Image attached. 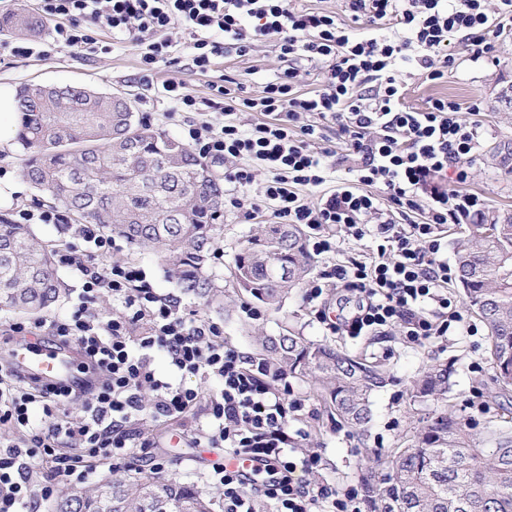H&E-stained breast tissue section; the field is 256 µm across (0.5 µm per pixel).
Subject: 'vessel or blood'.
I'll return each instance as SVG.
<instances>
[{
	"instance_id": "obj_1",
	"label": "vessel or blood",
	"mask_w": 512,
	"mask_h": 512,
	"mask_svg": "<svg viewBox=\"0 0 512 512\" xmlns=\"http://www.w3.org/2000/svg\"><path fill=\"white\" fill-rule=\"evenodd\" d=\"M77 345L58 346L39 336H26L11 349V363L27 379L57 388L81 391L90 377L78 367Z\"/></svg>"
}]
</instances>
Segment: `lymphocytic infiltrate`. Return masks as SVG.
<instances>
[{"mask_svg":"<svg viewBox=\"0 0 512 512\" xmlns=\"http://www.w3.org/2000/svg\"><path fill=\"white\" fill-rule=\"evenodd\" d=\"M346 2L345 22L289 0H38L47 37L0 41V54L47 57L70 48L94 55L96 35L105 31L110 50L130 40L140 45L148 76L158 63L173 62L167 33L178 27L189 37L193 70L204 74L225 45L244 54L273 43L284 71L256 96L231 78L212 81L229 120L218 129L205 122L190 126L192 148L200 158L225 163L233 208L252 213L267 207L277 223L305 225L314 254L331 252L341 237L371 239L369 256L324 267L304 285L303 299L316 312L333 286L363 297L358 312L329 323L330 331L358 337L398 323L407 343L422 346L466 321L448 296L451 270L439 232L472 223L480 211L465 185L484 128L475 105L465 112L439 97L420 109L406 107L399 70L427 81L445 78L456 62L448 50L454 41L473 59L493 60L490 35L512 23V0ZM359 21L372 26V34L356 36L352 25ZM306 62L324 67L321 88L309 92L298 85ZM237 112L262 119L244 129L230 120ZM332 124L353 164L344 181L310 203L303 191L331 181L334 152L325 142ZM247 158L263 166V183L244 166ZM72 235V243L55 251L56 265L74 270L80 281L69 317L19 319L9 332L78 344L97 378L78 395L0 369V512H33L37 502L56 495L59 482L84 483L88 460L98 456L120 468L135 448L153 472L163 473L167 460L151 454L136 425L147 409L141 393L154 394L147 409L153 419L187 416L201 392L183 384L186 376L220 384L198 443L257 464L253 482L214 466L211 482L222 491L224 512H257L260 500L268 512H364L361 486L317 481L323 458L304 446L307 401L293 397L287 372L227 345L219 323L159 292L140 265L114 259L117 239L98 225H75ZM105 295L112 311L94 312ZM157 351L167 356L172 379L155 373L151 355ZM76 399L84 411L78 422L66 413ZM35 409L42 414L38 426L30 419ZM11 432L21 440H8ZM44 463L49 477L32 485L29 469Z\"/></svg>","mask_w":512,"mask_h":512,"instance_id":"obj_1","label":"lymphocytic infiltrate"}]
</instances>
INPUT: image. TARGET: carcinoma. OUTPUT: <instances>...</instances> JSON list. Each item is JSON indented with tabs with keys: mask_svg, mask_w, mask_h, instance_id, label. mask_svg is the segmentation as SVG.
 I'll use <instances>...</instances> for the list:
<instances>
[{
	"mask_svg": "<svg viewBox=\"0 0 512 512\" xmlns=\"http://www.w3.org/2000/svg\"><path fill=\"white\" fill-rule=\"evenodd\" d=\"M40 20L21 16L14 32ZM23 176L76 219L158 251L182 290L207 302L224 297L208 264L224 215V186L186 144L124 112L108 95L77 86L17 93ZM458 282L488 332L497 389L512 390V212L486 208L457 244ZM313 257L299 224H265L235 257L237 286L278 308L304 284ZM61 298L53 249L27 224L0 217V310L35 316ZM273 365L307 378L329 415L360 430L385 372L329 344L288 333L266 339ZM452 371L433 364L411 380L414 402H445ZM407 446L362 470L369 512H512V428L483 435L441 408L406 434ZM214 498L190 482L112 479L73 487L50 512H214Z\"/></svg>",
	"mask_w": 512,
	"mask_h": 512,
	"instance_id": "1",
	"label": "carcinoma"
}]
</instances>
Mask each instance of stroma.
Segmentation results:
<instances>
[{"label": "stroma", "instance_id": "stroma-1", "mask_svg": "<svg viewBox=\"0 0 512 512\" xmlns=\"http://www.w3.org/2000/svg\"><path fill=\"white\" fill-rule=\"evenodd\" d=\"M497 64L474 60L457 53L455 68L439 82L424 80L417 74H404L408 86L405 103L419 108L436 97L453 99L462 106L478 103L479 119L485 133L479 156L472 168L469 190L483 200L485 206L512 210V164L502 162L501 151L512 148V105L501 100L503 92L512 86V27L493 37ZM271 44L255 46L246 55L234 49H225L213 72L201 74L184 70L183 78L190 93L200 102L197 111L172 112L168 100L162 96V84L173 68L157 64L152 81L141 78L140 48L126 43L124 48L109 54L85 57L72 50L58 51L48 58L32 56L27 59L0 56V85L21 88L28 84L72 85L98 93L118 90L130 93L136 100L140 117L154 127L175 137L185 135L189 125L209 122L221 126L225 119L223 107H209L211 81L227 75L242 82L247 94L261 91L264 84L282 70ZM24 155L19 144L0 149V169L8 177L19 180L20 191L0 201V213L7 214L18 206H38L40 194L22 180ZM267 210L253 214L225 207L224 228L215 244L217 256L210 261L209 272L224 287V298L215 304L182 294L174 277L169 276L156 251L124 244L117 256L137 263L153 279L161 293L181 296L189 309L202 318L220 322L224 326V341L240 351L255 354L257 340L266 336L275 338L295 331L309 343H330L381 366L391 376L390 382L373 394V417L363 433H355L332 421L325 404L311 384L300 377H292L296 393L307 396L314 417L309 421L310 436L307 447L321 451L325 468L319 479L339 486L359 483L360 470L374 454H387L404 447L405 435L412 424L426 420L432 414L429 403L411 402L406 386L423 368L433 363L452 364L450 404L462 419L477 424L478 428L496 427L500 415L512 417V393L497 400L487 399V389L493 384V370L488 360L487 331L479 329L471 336L462 329H451L448 335L431 340L424 347L405 343L400 326H393L375 336L356 339L333 335L317 322L302 300L301 291H293L284 299L280 309H263L259 320L247 319L240 311L241 304L250 302L248 294L237 291L232 278L234 258L258 226L270 223ZM484 397L482 408L470 406L472 395ZM140 430L152 444L155 455L170 459L168 477L193 482L203 493H213L209 474L212 469L213 449L195 446L194 424L188 419L141 422Z\"/></svg>", "mask_w": 512, "mask_h": 512}]
</instances>
